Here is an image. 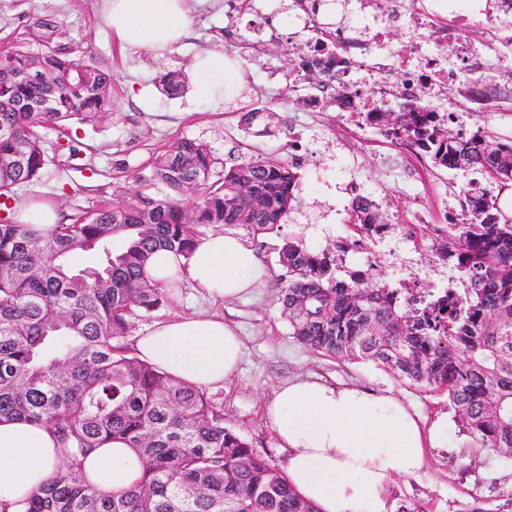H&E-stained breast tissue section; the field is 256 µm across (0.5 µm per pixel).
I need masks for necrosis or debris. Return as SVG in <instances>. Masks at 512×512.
<instances>
[{"label": "necrosis or debris", "instance_id": "obj_1", "mask_svg": "<svg viewBox=\"0 0 512 512\" xmlns=\"http://www.w3.org/2000/svg\"><path fill=\"white\" fill-rule=\"evenodd\" d=\"M291 35L296 41L299 72H317L302 100L314 109L334 103L340 123L352 122L359 128L373 127L370 114L364 113L359 94L371 77L392 74L399 95L418 96L421 88H439L460 75L481 79L492 88V75L485 56L462 55L458 48L462 31L473 24L492 25L496 18L490 0H354L343 21L330 27V35L315 33L310 16L291 13ZM407 25L412 35L402 54L387 47L390 31ZM441 50L430 55L428 43ZM353 89L345 99H337L336 88Z\"/></svg>", "mask_w": 512, "mask_h": 512}]
</instances>
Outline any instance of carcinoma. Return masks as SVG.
Here are the masks:
<instances>
[{"instance_id":"obj_1","label":"carcinoma","mask_w":512,"mask_h":512,"mask_svg":"<svg viewBox=\"0 0 512 512\" xmlns=\"http://www.w3.org/2000/svg\"><path fill=\"white\" fill-rule=\"evenodd\" d=\"M0 44V198L10 211L18 189L46 171V132L68 138L70 121L98 122L112 102V74L85 61L80 42L51 15L33 17L21 37L3 21ZM161 86L178 94L182 73H166ZM392 91L388 77L364 91L380 133L468 177L457 222L430 231L427 253L455 271L448 294L406 297L345 269L339 245L309 249L288 237L275 245L277 300L298 342L447 395L470 447L511 461L512 215L498 200L512 187V140L479 125L453 128L458 116L423 97L390 109ZM242 121L254 138L282 124L270 104ZM218 164L207 142L182 138L151 160L149 176H137L164 187L159 194L129 201L119 191L110 203L75 206L46 234L0 218V418L49 426L64 457L22 512H319L282 467L225 426L206 392L124 345L134 320L164 302L166 288L146 275L155 251L187 258L214 224L277 235L299 209L297 167L284 157L246 142L238 163ZM348 223L358 234L389 218L354 200ZM76 252H94L101 263L75 272L66 258ZM116 440L144 470L109 496L89 482L82 461Z\"/></svg>"}]
</instances>
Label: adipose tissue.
Wrapping results in <instances>:
<instances>
[{
  "mask_svg": "<svg viewBox=\"0 0 512 512\" xmlns=\"http://www.w3.org/2000/svg\"><path fill=\"white\" fill-rule=\"evenodd\" d=\"M103 15L121 49L167 51L189 33L188 0H103ZM196 93L214 98V76L232 84L238 73L223 51L195 54ZM156 280H189L209 297L232 302L257 288L256 252L237 236L201 238L191 257L161 250L147 266ZM135 355L199 389L223 386L237 372L244 344L236 328L204 314L155 324L135 343ZM266 421L284 452L290 484L319 512H390L394 477L424 465L440 431L423 432L390 392L296 379L278 386L265 404ZM62 459L52 431L23 420L0 418V512H17ZM91 483L117 494L142 474L141 458L123 443L96 449L84 462Z\"/></svg>",
  "mask_w": 512,
  "mask_h": 512,
  "instance_id": "obj_1",
  "label": "adipose tissue"
}]
</instances>
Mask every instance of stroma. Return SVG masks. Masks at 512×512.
Instances as JSON below:
<instances>
[{
  "label": "stroma",
  "mask_w": 512,
  "mask_h": 512,
  "mask_svg": "<svg viewBox=\"0 0 512 512\" xmlns=\"http://www.w3.org/2000/svg\"><path fill=\"white\" fill-rule=\"evenodd\" d=\"M101 3L0 0V14L20 31L35 15L52 14L63 19L79 40L87 61L112 73L111 110L97 124L73 127L81 149L73 166H49L41 182L19 190V198L53 200L66 213L77 205L111 200L116 190L134 197L147 190L145 183L134 180V170L143 168L154 153L181 138L207 141L215 157L226 159L243 136L240 116L255 99L274 103L287 122L286 132L258 139L262 150L287 155L292 130L313 140L312 156L298 168L301 208L282 225L284 236L300 237L307 247L321 249L337 236L350 234L346 216L327 217L326 186L352 178L364 190L389 200L388 216L395 224L423 218L437 223L444 199L457 197L460 180L455 174L429 163L420 164L411 153L396 152L392 142L376 130L353 127L344 136L333 129L334 108L296 110V99L308 80L295 68V45L286 35L287 21H280L279 38L266 42L259 62L242 61L235 86L203 102L191 91L180 96L162 94L159 78L171 70H190L196 51L224 48V0H189L191 37L186 45L160 56L121 50L102 19ZM463 104L467 125L480 124L501 137L512 138V102ZM273 245L270 238L252 244L264 269L263 281L252 296L214 304L201 289L184 283L168 289L160 309L136 319L132 336H139L157 322L198 310L218 312L236 323L245 346L244 361L232 379L210 389L208 395L223 408L225 425L275 463H282L283 455L265 421L264 404L279 385L309 377L392 391L423 427L444 426L438 446L429 450L418 474L394 481L389 496L391 512H468L477 499L494 506L512 498V461L469 447L445 395L408 386L370 363L314 353L290 336L275 297L280 268ZM428 246V241L415 244L396 231L374 248L371 257L381 277L391 281L395 278L394 256H403L410 266L420 269Z\"/></svg>",
  "instance_id": "1"
}]
</instances>
